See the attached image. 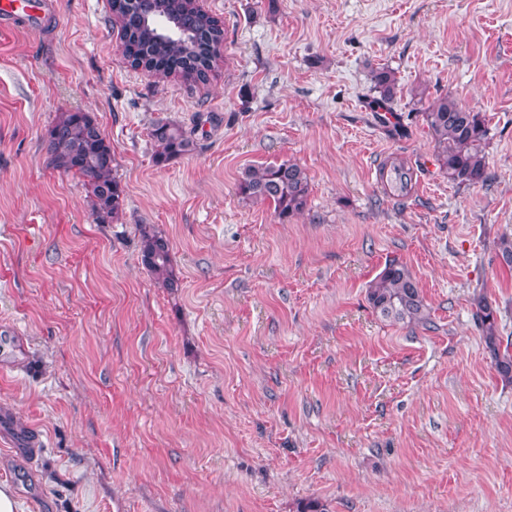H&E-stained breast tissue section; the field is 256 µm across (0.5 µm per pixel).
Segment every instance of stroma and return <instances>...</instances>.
<instances>
[{"instance_id": "obj_1", "label": "stroma", "mask_w": 512, "mask_h": 512, "mask_svg": "<svg viewBox=\"0 0 512 512\" xmlns=\"http://www.w3.org/2000/svg\"><path fill=\"white\" fill-rule=\"evenodd\" d=\"M199 6L224 49L196 84L131 66L109 0L0 32V481L29 512H512V382L473 319L486 298L512 337V0ZM379 68L403 135L373 110ZM446 95L486 121V183L439 169L422 114ZM67 111L112 145V223L47 162ZM159 119L197 150L155 164ZM282 162L310 183L285 221L238 193ZM143 224L177 291L143 267ZM392 259L428 324L370 306ZM372 78L374 88L377 89L380 94V97L377 98L378 102L385 105L392 103L397 83L394 73L382 68L374 70L372 72ZM390 192L397 197H405L410 193L413 173L404 165H394L390 170Z\"/></svg>"}]
</instances>
